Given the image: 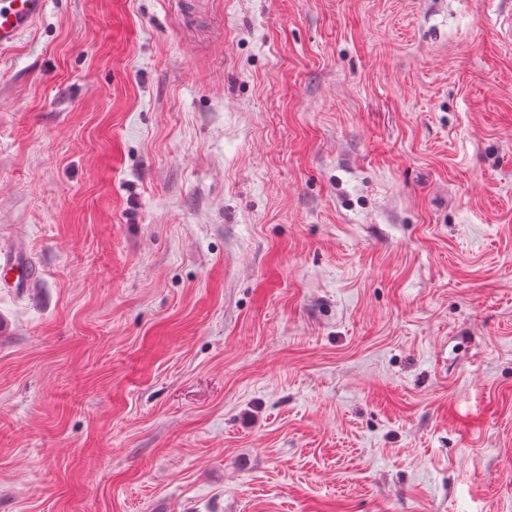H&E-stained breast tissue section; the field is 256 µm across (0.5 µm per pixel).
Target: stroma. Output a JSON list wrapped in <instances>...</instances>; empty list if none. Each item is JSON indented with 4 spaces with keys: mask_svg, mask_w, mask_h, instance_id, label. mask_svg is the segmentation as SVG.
<instances>
[{
    "mask_svg": "<svg viewBox=\"0 0 512 512\" xmlns=\"http://www.w3.org/2000/svg\"><path fill=\"white\" fill-rule=\"evenodd\" d=\"M15 248L0 512H512V0H49ZM34 282L35 275L25 262L21 251L15 249L0 255L1 287L25 291L28 288H33Z\"/></svg>",
    "mask_w": 512,
    "mask_h": 512,
    "instance_id": "1",
    "label": "stroma"
}]
</instances>
